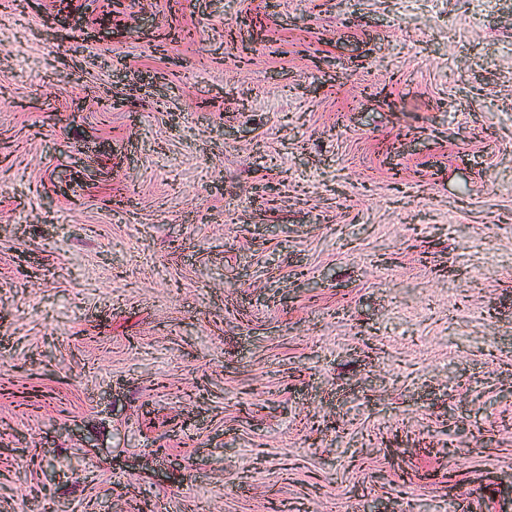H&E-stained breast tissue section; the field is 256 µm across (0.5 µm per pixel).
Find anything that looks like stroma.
Masks as SVG:
<instances>
[{
	"label": "stroma",
	"instance_id": "1",
	"mask_svg": "<svg viewBox=\"0 0 512 512\" xmlns=\"http://www.w3.org/2000/svg\"><path fill=\"white\" fill-rule=\"evenodd\" d=\"M68 2L0 6V512H512V0Z\"/></svg>",
	"mask_w": 512,
	"mask_h": 512
}]
</instances>
